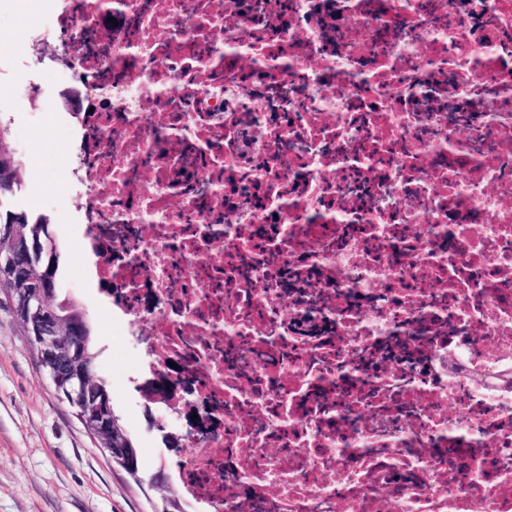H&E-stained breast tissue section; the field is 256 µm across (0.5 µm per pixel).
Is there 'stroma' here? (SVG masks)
I'll list each match as a JSON object with an SVG mask.
<instances>
[{
    "mask_svg": "<svg viewBox=\"0 0 512 512\" xmlns=\"http://www.w3.org/2000/svg\"><path fill=\"white\" fill-rule=\"evenodd\" d=\"M33 2L21 16L12 0H0V144L21 159L23 204L52 222L64 262L59 295L74 300L92 325L97 374L138 449L140 472L130 475L95 444L45 376L11 299L0 290V512H158L163 497L180 494L176 475L184 459L162 441L164 429L178 420L167 410L147 411L128 383L145 352L123 336L111 298L85 263V228L76 214L82 201L69 193L72 133L59 97L73 79L66 66L42 67L19 51L35 27L48 46L59 39L51 7ZM160 471L167 484L150 487L149 477Z\"/></svg>",
    "mask_w": 512,
    "mask_h": 512,
    "instance_id": "obj_1",
    "label": "stroma"
}]
</instances>
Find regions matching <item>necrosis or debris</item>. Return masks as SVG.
I'll return each mask as SVG.
<instances>
[{"instance_id":"1","label":"necrosis or debris","mask_w":512,"mask_h":512,"mask_svg":"<svg viewBox=\"0 0 512 512\" xmlns=\"http://www.w3.org/2000/svg\"><path fill=\"white\" fill-rule=\"evenodd\" d=\"M90 2L82 248L208 413L187 512H512V0Z\"/></svg>"}]
</instances>
